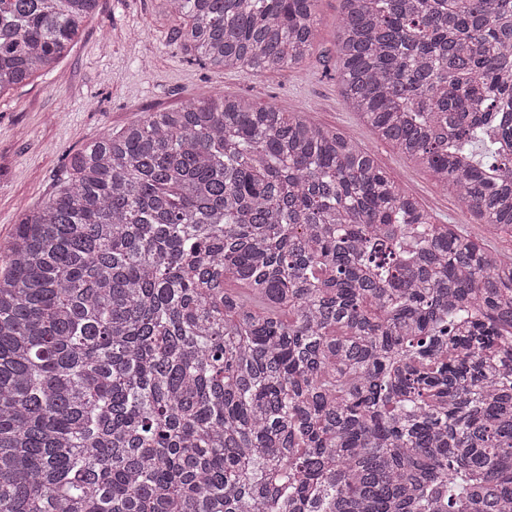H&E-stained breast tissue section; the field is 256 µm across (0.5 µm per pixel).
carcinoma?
<instances>
[{"label": "carcinoma", "instance_id": "carcinoma-1", "mask_svg": "<svg viewBox=\"0 0 512 512\" xmlns=\"http://www.w3.org/2000/svg\"><path fill=\"white\" fill-rule=\"evenodd\" d=\"M319 0H160L262 75ZM98 0H0V94ZM342 93L512 230V0H340ZM0 512H512V258L304 112L211 94L68 156L0 249Z\"/></svg>", "mask_w": 512, "mask_h": 512}]
</instances>
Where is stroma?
<instances>
[{
  "label": "stroma",
  "instance_id": "35a3bbf8",
  "mask_svg": "<svg viewBox=\"0 0 512 512\" xmlns=\"http://www.w3.org/2000/svg\"><path fill=\"white\" fill-rule=\"evenodd\" d=\"M339 0H320L317 37L298 67L258 75L247 68L188 64L170 40L172 19L157 0H99L67 57L46 74L0 96V247L22 209L55 190L68 153L142 113L171 110L186 100L224 92L285 112L304 110L370 153L391 179L439 224L458 225L471 239L512 252V233L494 230L462 210L425 166L379 140L341 94L336 58Z\"/></svg>",
  "mask_w": 512,
  "mask_h": 512
}]
</instances>
